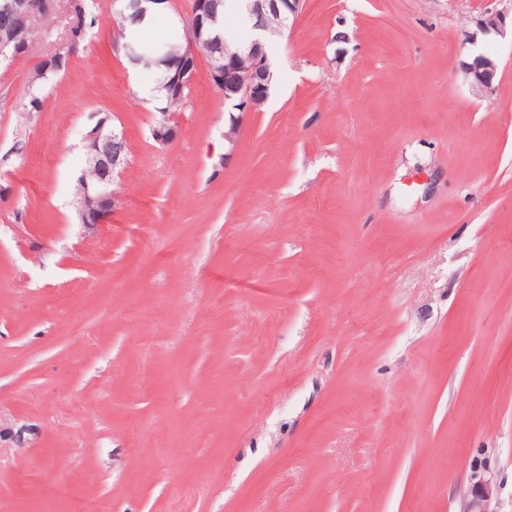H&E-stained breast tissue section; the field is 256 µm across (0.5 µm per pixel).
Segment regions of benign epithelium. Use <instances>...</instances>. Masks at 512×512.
<instances>
[{
  "label": "benign epithelium",
  "instance_id": "1",
  "mask_svg": "<svg viewBox=\"0 0 512 512\" xmlns=\"http://www.w3.org/2000/svg\"><path fill=\"white\" fill-rule=\"evenodd\" d=\"M305 0H245L250 13L256 39L248 49V64H241L239 50L224 44V62L211 67L210 81L224 95V103L243 113L257 112L266 103L273 80L272 66L263 48L265 34H280L290 18L303 8ZM154 9L170 3V0H133L128 5L130 15L123 21L144 24L150 20L146 4ZM217 0H193L189 14L191 20L187 27V45L170 53L168 83L175 88L184 89L192 85L201 56L196 50L200 42L214 39L217 26ZM48 7L46 0H0V11L8 15L14 25L32 27L34 19ZM274 16L281 25L273 28L268 18ZM506 26V17L499 12H487L481 21L485 33H499ZM497 61L479 54L472 61L464 63V73L472 88L478 94L490 96L495 93L494 79L497 73ZM95 124L84 134L88 163L97 171V181L85 187L80 204L81 221L87 225L104 222L107 216L120 204V195L112 190L102 191V187L114 183L128 162L130 145L124 134L108 131L110 116L106 112L94 113ZM176 114L160 113L153 128V135L160 142H167L175 135ZM495 499V483L492 477L479 475L469 486L462 500L460 512H495L491 504Z\"/></svg>",
  "mask_w": 512,
  "mask_h": 512
}]
</instances>
